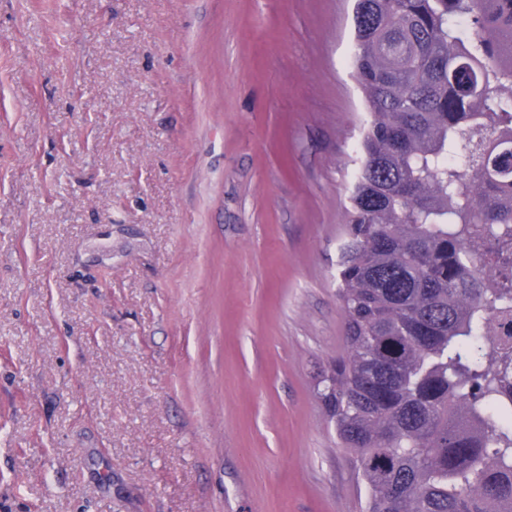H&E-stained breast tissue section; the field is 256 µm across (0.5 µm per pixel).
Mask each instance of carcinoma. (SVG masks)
Masks as SVG:
<instances>
[{"instance_id":"obj_1","label":"carcinoma","mask_w":512,"mask_h":512,"mask_svg":"<svg viewBox=\"0 0 512 512\" xmlns=\"http://www.w3.org/2000/svg\"><path fill=\"white\" fill-rule=\"evenodd\" d=\"M366 112L317 395L361 512H512V0H355Z\"/></svg>"}]
</instances>
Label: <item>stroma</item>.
<instances>
[{
  "mask_svg": "<svg viewBox=\"0 0 512 512\" xmlns=\"http://www.w3.org/2000/svg\"><path fill=\"white\" fill-rule=\"evenodd\" d=\"M349 0H0V512H359L316 395Z\"/></svg>",
  "mask_w": 512,
  "mask_h": 512,
  "instance_id": "35a3bbf8",
  "label": "stroma"
}]
</instances>
